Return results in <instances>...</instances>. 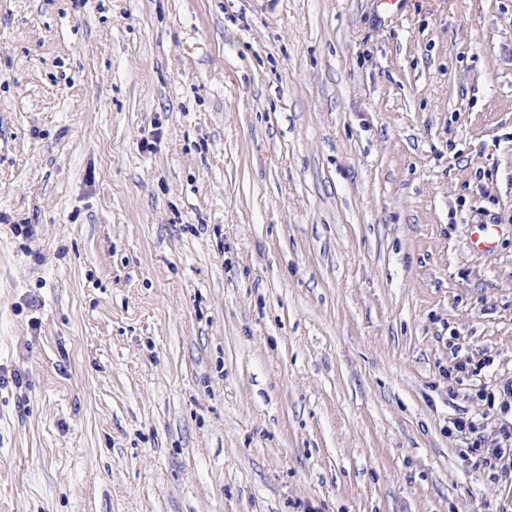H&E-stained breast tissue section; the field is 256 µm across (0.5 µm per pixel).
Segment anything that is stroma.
Wrapping results in <instances>:
<instances>
[{
	"instance_id": "obj_1",
	"label": "stroma",
	"mask_w": 512,
	"mask_h": 512,
	"mask_svg": "<svg viewBox=\"0 0 512 512\" xmlns=\"http://www.w3.org/2000/svg\"><path fill=\"white\" fill-rule=\"evenodd\" d=\"M506 426L512 0H0V512H512ZM501 437L504 442L510 441V448H488L486 452V456L482 459V464L485 465L488 468L495 469L497 467H500L501 477L507 481L508 478V469L507 467H504L500 465V461L507 455L508 457L512 456V448H511V442H512V433H509L507 430H502Z\"/></svg>"
}]
</instances>
